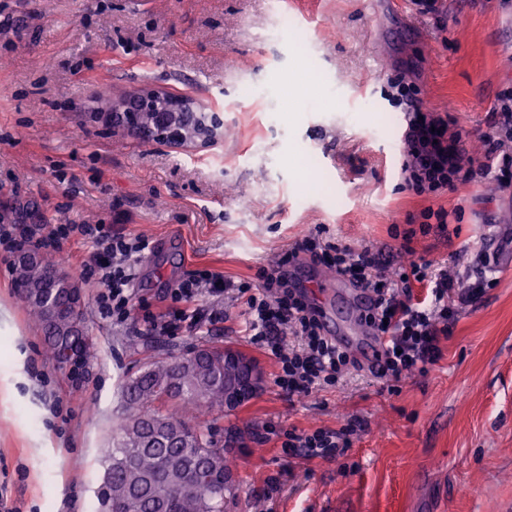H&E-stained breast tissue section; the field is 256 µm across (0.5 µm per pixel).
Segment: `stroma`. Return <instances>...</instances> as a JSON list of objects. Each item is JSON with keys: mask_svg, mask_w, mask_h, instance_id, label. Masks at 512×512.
Masks as SVG:
<instances>
[{"mask_svg": "<svg viewBox=\"0 0 512 512\" xmlns=\"http://www.w3.org/2000/svg\"><path fill=\"white\" fill-rule=\"evenodd\" d=\"M0 225L106 224L148 243L135 305L101 315L98 288L60 241L52 253L82 295L95 356L81 381L49 361L0 248V512H98L102 462L121 421V386L145 358L204 344L255 359L266 382L225 411L220 434L233 512H500L512 501V266L478 262L512 234V187L412 191L407 121L392 81L451 113L484 160L498 94L512 88V9L499 0H0ZM194 97L224 120L207 148L145 143L105 111L144 86ZM453 217L418 231L425 209ZM416 228L411 242L401 233ZM378 252L386 271L432 261L490 278L462 304L442 357L395 390L369 370L287 397L245 334L242 302L165 291L204 271L258 288L260 270L306 236ZM180 311L172 332L144 321ZM363 421L347 451L289 455L291 432Z\"/></svg>", "mask_w": 512, "mask_h": 512, "instance_id": "1", "label": "stroma"}]
</instances>
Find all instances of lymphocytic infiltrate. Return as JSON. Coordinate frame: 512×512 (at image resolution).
Instances as JSON below:
<instances>
[{
    "label": "lymphocytic infiltrate",
    "instance_id": "obj_1",
    "mask_svg": "<svg viewBox=\"0 0 512 512\" xmlns=\"http://www.w3.org/2000/svg\"><path fill=\"white\" fill-rule=\"evenodd\" d=\"M395 89L407 116L405 170L412 187L422 193L443 188L454 191L470 184L473 176L465 132L451 129L450 117L423 111L409 84L397 82ZM483 142L482 177L505 188L512 186V89L498 95L492 131ZM61 235L75 244L90 246L88 262L96 268L100 313L119 321L127 319L135 298L133 264L145 247L144 239L111 231L103 224H44L5 229L0 233V244L12 252L29 238L37 247L47 248ZM297 250L334 267L339 275L373 294L374 307L363 313L362 320L380 342L374 374L388 382L428 372L440 357L439 340L449 333L448 316L455 303L475 300L485 291V280L467 285L447 269L428 263L413 262L394 277H386L378 255L367 245L323 243L312 237ZM260 277V293L244 299L246 332L251 343L274 360L275 385L292 397L336 384L352 363L349 353L324 334L314 307L289 288L287 271H264ZM415 281L427 283L429 301L414 297L411 284ZM288 335L298 338L297 347H285L283 340ZM361 426V420L353 417L337 431L292 432L287 446L309 460L326 458L349 447L351 433Z\"/></svg>",
    "mask_w": 512,
    "mask_h": 512
}]
</instances>
